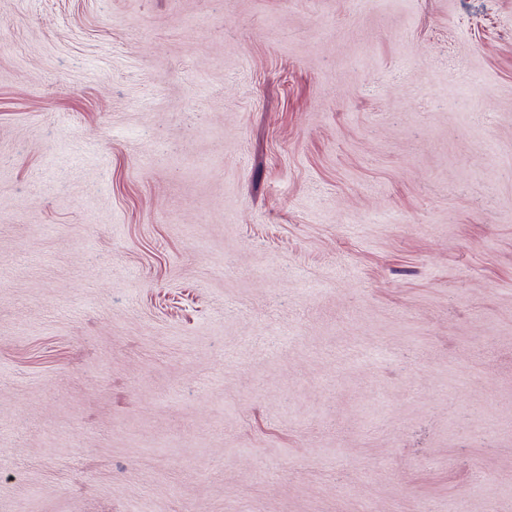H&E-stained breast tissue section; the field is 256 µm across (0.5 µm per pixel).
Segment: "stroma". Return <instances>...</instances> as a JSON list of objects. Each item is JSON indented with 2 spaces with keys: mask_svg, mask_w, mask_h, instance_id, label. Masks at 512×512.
I'll use <instances>...</instances> for the list:
<instances>
[{
  "mask_svg": "<svg viewBox=\"0 0 512 512\" xmlns=\"http://www.w3.org/2000/svg\"><path fill=\"white\" fill-rule=\"evenodd\" d=\"M0 512H512V0H0Z\"/></svg>",
  "mask_w": 512,
  "mask_h": 512,
  "instance_id": "35a3bbf8",
  "label": "stroma"
}]
</instances>
